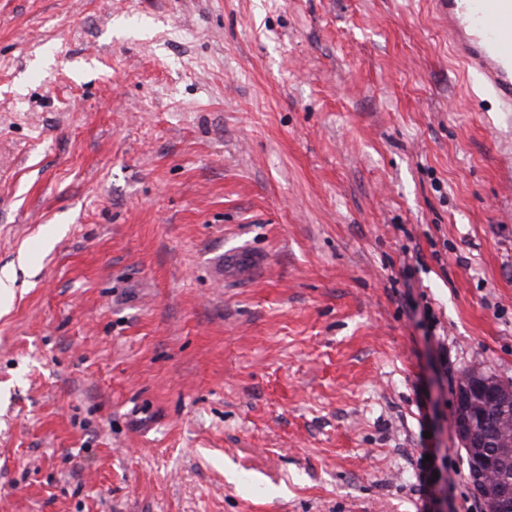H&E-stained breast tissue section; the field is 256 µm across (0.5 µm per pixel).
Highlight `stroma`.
<instances>
[{"label":"stroma","mask_w":512,"mask_h":512,"mask_svg":"<svg viewBox=\"0 0 512 512\" xmlns=\"http://www.w3.org/2000/svg\"><path fill=\"white\" fill-rule=\"evenodd\" d=\"M510 178L440 0H0V512H484ZM474 396L488 404L512 400V383L497 382L475 367L462 374L455 390L453 424L460 447L471 458L467 478L474 493L483 502L485 512H503L512 508V481L500 478V473L512 469V403L493 405L486 410L484 424L494 429L498 417L507 419L495 440H490L477 427V415L471 409ZM427 455V454H422L421 455V459H423V461L421 462L420 466H419V474H418V478H419V485L421 487V490L429 497V500L434 503L435 502V499H434V493H433V488L434 486L440 482L441 480H444V475L442 473V469H445L446 470V463H445V456H441V467H439L437 464H436V461L438 459V456L436 455H431L432 456V462H429V461H424V456ZM433 472H438V478L437 479H433Z\"/></svg>","instance_id":"35a3bbf8"}]
</instances>
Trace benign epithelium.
<instances>
[{"label":"benign epithelium","instance_id":"obj_1","mask_svg":"<svg viewBox=\"0 0 512 512\" xmlns=\"http://www.w3.org/2000/svg\"><path fill=\"white\" fill-rule=\"evenodd\" d=\"M475 396L494 404L512 400V383L497 382L475 367L461 375L455 390L453 424L460 447L471 458L467 478L474 493L483 502L484 512H503L512 504V481L500 474L512 467V422L506 421L496 439L491 440L477 427L471 409Z\"/></svg>","mask_w":512,"mask_h":512}]
</instances>
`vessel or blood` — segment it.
<instances>
[{
	"label": "vessel or blood",
	"instance_id": "b4317fda",
	"mask_svg": "<svg viewBox=\"0 0 512 512\" xmlns=\"http://www.w3.org/2000/svg\"><path fill=\"white\" fill-rule=\"evenodd\" d=\"M448 44L465 67L512 108V0H444Z\"/></svg>",
	"mask_w": 512,
	"mask_h": 512
}]
</instances>
